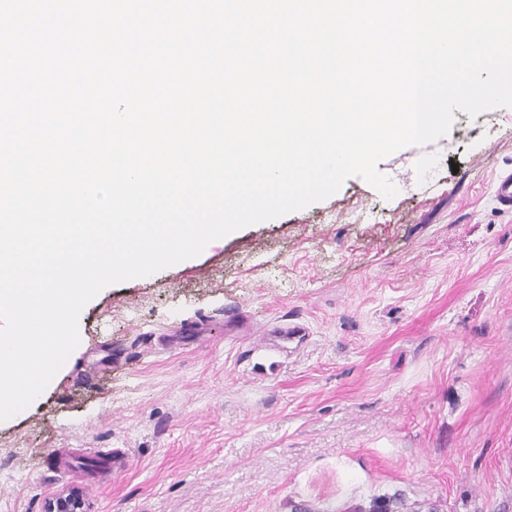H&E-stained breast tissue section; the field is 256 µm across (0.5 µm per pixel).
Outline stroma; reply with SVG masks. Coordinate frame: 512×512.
I'll return each instance as SVG.
<instances>
[{"label": "stroma", "mask_w": 512, "mask_h": 512, "mask_svg": "<svg viewBox=\"0 0 512 512\" xmlns=\"http://www.w3.org/2000/svg\"><path fill=\"white\" fill-rule=\"evenodd\" d=\"M454 117L379 162L392 199L354 177L103 289L0 422V512H512V108ZM82 496L75 490H62L51 497L44 512H86Z\"/></svg>", "instance_id": "1"}]
</instances>
